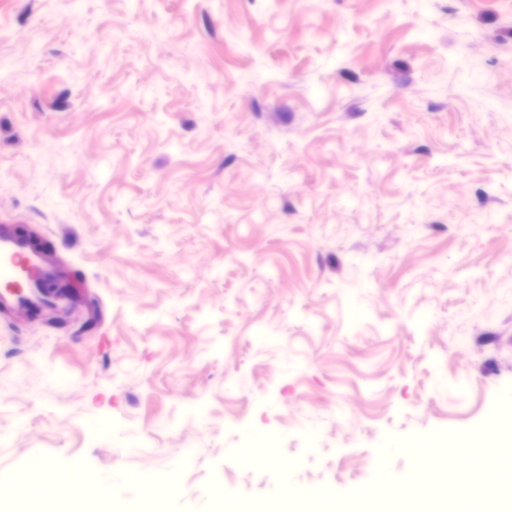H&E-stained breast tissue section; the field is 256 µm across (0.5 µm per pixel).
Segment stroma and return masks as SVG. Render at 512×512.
I'll return each instance as SVG.
<instances>
[{
    "instance_id": "stroma-1",
    "label": "stroma",
    "mask_w": 512,
    "mask_h": 512,
    "mask_svg": "<svg viewBox=\"0 0 512 512\" xmlns=\"http://www.w3.org/2000/svg\"><path fill=\"white\" fill-rule=\"evenodd\" d=\"M1 57L0 225L76 291L0 309V478L208 512L250 435L336 489L512 395V0H0Z\"/></svg>"
}]
</instances>
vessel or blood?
Returning <instances> with one entry per match:
<instances>
[{"instance_id": "vessel-or-blood-1", "label": "vessel or blood", "mask_w": 512, "mask_h": 512, "mask_svg": "<svg viewBox=\"0 0 512 512\" xmlns=\"http://www.w3.org/2000/svg\"><path fill=\"white\" fill-rule=\"evenodd\" d=\"M52 277L42 257L30 253L0 227V304L22 307L47 295Z\"/></svg>"}]
</instances>
